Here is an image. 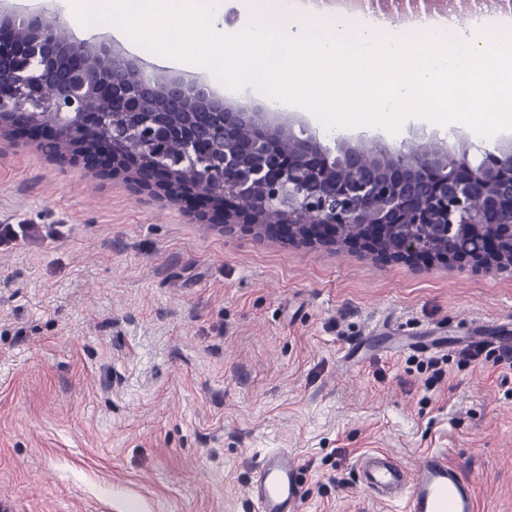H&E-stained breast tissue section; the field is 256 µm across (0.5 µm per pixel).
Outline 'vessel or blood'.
Returning a JSON list of instances; mask_svg holds the SVG:
<instances>
[{
    "label": "vessel or blood",
    "mask_w": 512,
    "mask_h": 512,
    "mask_svg": "<svg viewBox=\"0 0 512 512\" xmlns=\"http://www.w3.org/2000/svg\"><path fill=\"white\" fill-rule=\"evenodd\" d=\"M436 0H361L390 18H398L411 5L431 10ZM365 488L383 501H400L404 512H476L473 482L449 462L445 454H422L407 465L384 452L360 459ZM303 463L293 452L273 448L257 463L250 496L257 512H300Z\"/></svg>",
    "instance_id": "obj_1"
}]
</instances>
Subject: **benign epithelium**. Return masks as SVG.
I'll list each match as a JSON object with an SVG mask.
<instances>
[{"label":"benign epithelium","instance_id":"obj_1","mask_svg":"<svg viewBox=\"0 0 512 512\" xmlns=\"http://www.w3.org/2000/svg\"><path fill=\"white\" fill-rule=\"evenodd\" d=\"M12 129L39 137L62 170L195 198L194 218L226 234L512 269L511 139L476 165L424 130L397 149L329 146L292 113L243 107L202 75L150 71L114 40L78 39L56 13L0 2V134Z\"/></svg>","mask_w":512,"mask_h":512}]
</instances>
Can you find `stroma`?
Here are the masks:
<instances>
[{
	"label": "stroma",
	"mask_w": 512,
	"mask_h": 512,
	"mask_svg": "<svg viewBox=\"0 0 512 512\" xmlns=\"http://www.w3.org/2000/svg\"><path fill=\"white\" fill-rule=\"evenodd\" d=\"M4 229L0 512H255L271 448L302 512H402L374 450L445 452L512 512V272L224 234L8 135Z\"/></svg>",
	"instance_id": "stroma-1"
}]
</instances>
